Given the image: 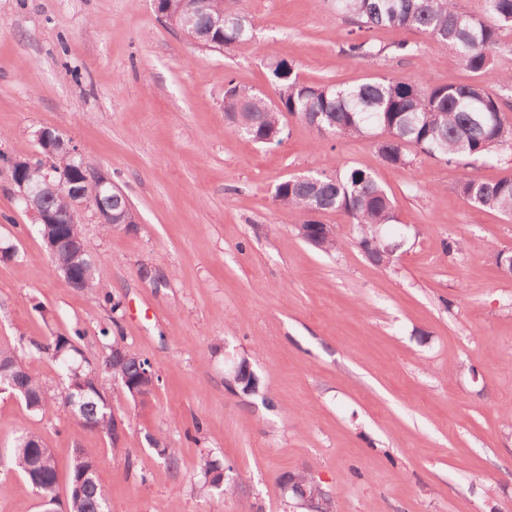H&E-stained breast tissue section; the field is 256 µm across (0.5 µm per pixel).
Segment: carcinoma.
<instances>
[{"instance_id":"obj_1","label":"carcinoma","mask_w":512,"mask_h":512,"mask_svg":"<svg viewBox=\"0 0 512 512\" xmlns=\"http://www.w3.org/2000/svg\"><path fill=\"white\" fill-rule=\"evenodd\" d=\"M196 34L205 33L224 9V0H198ZM485 14L497 25L487 24L457 6V0H332L337 14L348 18L361 31L385 27L393 32L414 29L436 44L452 51L461 66L482 73L494 64L499 31L512 30V0H482ZM252 36L246 16L224 22V41L210 42L222 49L235 47ZM276 99L228 81L224 90V118L255 144L271 135L279 138L284 118L295 116L311 123L314 116L338 137H371L381 160L406 166L416 157L444 159L465 167L512 154V113L504 109L512 90V72L501 75V91L493 92L480 83L434 85L424 77L408 81L387 76L342 86L303 81L294 62L276 59L271 64ZM459 194L471 205L512 216V177L486 180L466 175L457 185ZM275 202L299 216V224L314 223L312 215L341 210L355 225L357 241L373 236L388 224L398 223L396 209L387 191L372 172L359 168L334 173L319 172L312 179L290 177L274 192ZM73 266L85 273L83 292L94 288V270L89 255L73 258ZM80 328L70 336L57 335L44 343L31 341L0 349V384L19 378L25 387L21 400L27 409L46 412L53 404L39 380L29 371L26 359L34 352L58 363L63 376L61 407L81 429L94 424L97 432L112 437V408L97 391L81 394L76 387L93 386L98 372L83 365L78 341ZM149 444L169 468L177 467L176 450L154 437ZM4 467L26 478L40 498L56 499L60 474L43 439L24 432L17 436ZM224 469L217 459H205L201 467L207 493L230 492L235 485L219 487L208 475ZM97 462L86 448L75 449L66 484L76 486L67 496L68 512H109L106 490L96 478Z\"/></svg>"}]
</instances>
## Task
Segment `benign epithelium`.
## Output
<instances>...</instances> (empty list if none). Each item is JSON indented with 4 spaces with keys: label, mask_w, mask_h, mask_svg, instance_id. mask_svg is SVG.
<instances>
[{
    "label": "benign epithelium",
    "mask_w": 512,
    "mask_h": 512,
    "mask_svg": "<svg viewBox=\"0 0 512 512\" xmlns=\"http://www.w3.org/2000/svg\"><path fill=\"white\" fill-rule=\"evenodd\" d=\"M36 143L43 152L44 160L43 179L34 181L15 175V168L32 165V160L28 157L15 156L8 163L11 182L16 189L18 199L24 205L26 211L30 213L34 223L44 224L46 226L58 225L57 215L40 206L38 196L43 190L48 189L56 192L63 189L68 194V214L69 223H78L80 213L85 209L93 211L99 223L112 226V228L123 227L130 229L137 223L136 215L131 205L121 206L117 200L124 197L121 190L112 184L110 175L102 168L89 163L79 147L69 139L63 138L56 131L48 128H42L35 133ZM58 153L66 154L72 167L80 170L82 180L75 181L71 179L70 173L55 171L51 168V160ZM92 182L96 185V195L92 198L87 197L83 183ZM336 238V228L333 224L316 225V233L312 236L304 237V240L317 246L323 241ZM43 245L50 254L56 269L62 274L66 284L77 289L82 287L83 278L76 277L73 274L71 262L67 260L66 255H81L86 252L83 238L79 235L71 234L60 236V233L45 231L42 233ZM233 380L238 384H254L257 377L251 371L249 363L241 361L232 372ZM132 393L136 398L144 401L154 391L156 387V370L150 362L142 365L139 376L131 384ZM284 488L289 489L301 501V506L307 509V512H324L328 509V502L318 500L310 494V480L305 474H293L284 478Z\"/></svg>",
    "instance_id": "benign-epithelium-1"
}]
</instances>
